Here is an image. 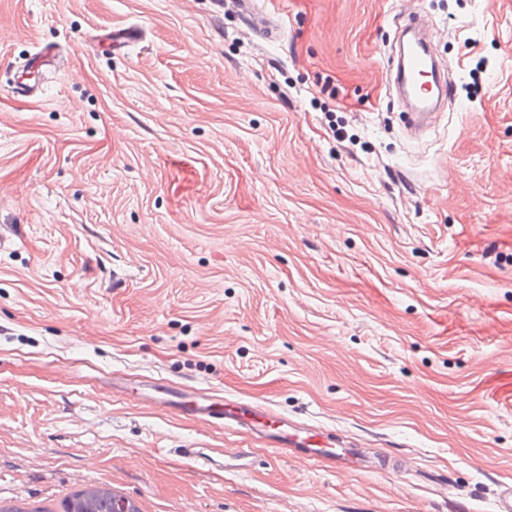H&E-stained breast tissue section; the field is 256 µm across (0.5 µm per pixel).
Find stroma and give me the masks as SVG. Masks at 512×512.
Here are the masks:
<instances>
[{"label":"stroma","mask_w":512,"mask_h":512,"mask_svg":"<svg viewBox=\"0 0 512 512\" xmlns=\"http://www.w3.org/2000/svg\"><path fill=\"white\" fill-rule=\"evenodd\" d=\"M410 11L454 71L419 138L388 91ZM44 48L59 70L31 69ZM117 378L407 467L281 457ZM505 482L512 0H0L1 501L60 512L100 483L141 512H494Z\"/></svg>","instance_id":"stroma-1"}]
</instances>
